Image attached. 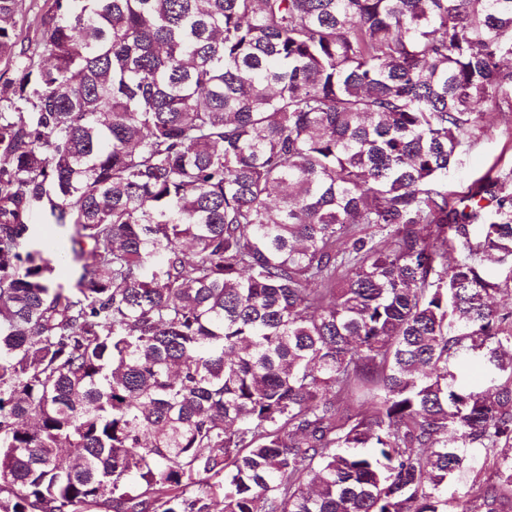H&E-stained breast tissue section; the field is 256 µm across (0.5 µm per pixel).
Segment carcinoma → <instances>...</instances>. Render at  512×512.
<instances>
[{
    "mask_svg": "<svg viewBox=\"0 0 512 512\" xmlns=\"http://www.w3.org/2000/svg\"><path fill=\"white\" fill-rule=\"evenodd\" d=\"M18 4L0 512H512V188L447 183L512 0H51L38 61ZM30 222L34 225L32 245L35 249H41V244L46 247L50 243L57 247L56 252L51 257L57 282L66 286L73 284L74 277L69 266V231L56 224H49L47 217L39 210L32 213ZM493 464V459H486L484 454L474 456L471 459L470 468L458 473L448 483V498L463 495L474 480H483L491 476L494 470Z\"/></svg>",
    "mask_w": 512,
    "mask_h": 512,
    "instance_id": "cac0c4a2",
    "label": "carcinoma"
}]
</instances>
